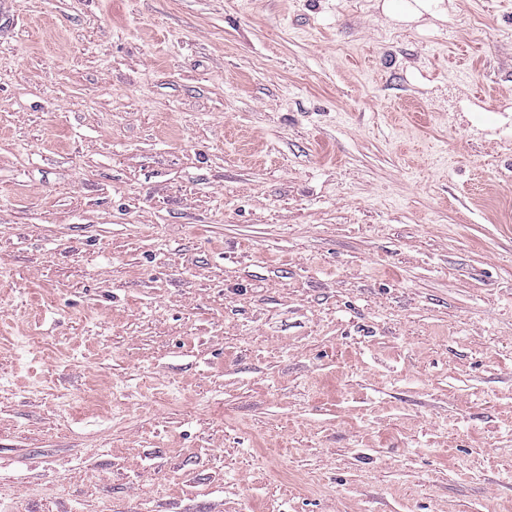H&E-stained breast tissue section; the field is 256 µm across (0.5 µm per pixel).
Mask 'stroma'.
<instances>
[{
	"label": "stroma",
	"instance_id": "1",
	"mask_svg": "<svg viewBox=\"0 0 512 512\" xmlns=\"http://www.w3.org/2000/svg\"><path fill=\"white\" fill-rule=\"evenodd\" d=\"M0 512H512V0H14Z\"/></svg>",
	"mask_w": 512,
	"mask_h": 512
}]
</instances>
